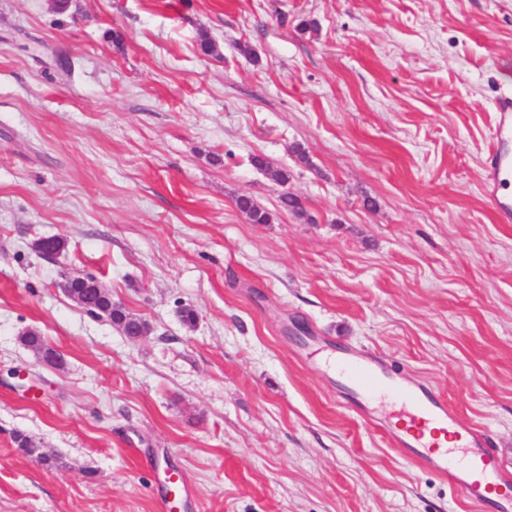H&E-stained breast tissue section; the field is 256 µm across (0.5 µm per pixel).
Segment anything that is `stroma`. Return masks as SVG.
<instances>
[{
    "label": "stroma",
    "instance_id": "35a3bbf8",
    "mask_svg": "<svg viewBox=\"0 0 512 512\" xmlns=\"http://www.w3.org/2000/svg\"><path fill=\"white\" fill-rule=\"evenodd\" d=\"M506 92L512 0H0V512H160L168 469L179 512H471L324 358L394 360L512 469ZM495 108L499 114L496 127V138L500 143L512 140V93H504L495 101ZM511 178L512 155L506 150L494 152L482 187L484 194L493 201L503 219H509L512 213L511 204L509 205L508 199L501 193Z\"/></svg>",
    "mask_w": 512,
    "mask_h": 512
}]
</instances>
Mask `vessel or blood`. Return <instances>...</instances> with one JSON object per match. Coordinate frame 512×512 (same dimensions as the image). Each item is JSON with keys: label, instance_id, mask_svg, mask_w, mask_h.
Returning a JSON list of instances; mask_svg holds the SVG:
<instances>
[{"label": "vessel or blood", "instance_id": "obj_1", "mask_svg": "<svg viewBox=\"0 0 512 512\" xmlns=\"http://www.w3.org/2000/svg\"><path fill=\"white\" fill-rule=\"evenodd\" d=\"M495 108L496 138L511 141L512 93L498 97ZM510 182L512 154L494 152L483 191L505 219L512 217V203L502 191ZM325 366L350 389L360 414L371 415L373 403L387 401L377 426L423 470L447 477L475 512H512V470L501 463L485 433L461 420L445 396L391 377L387 363L370 354L357 357L335 348Z\"/></svg>", "mask_w": 512, "mask_h": 512}]
</instances>
